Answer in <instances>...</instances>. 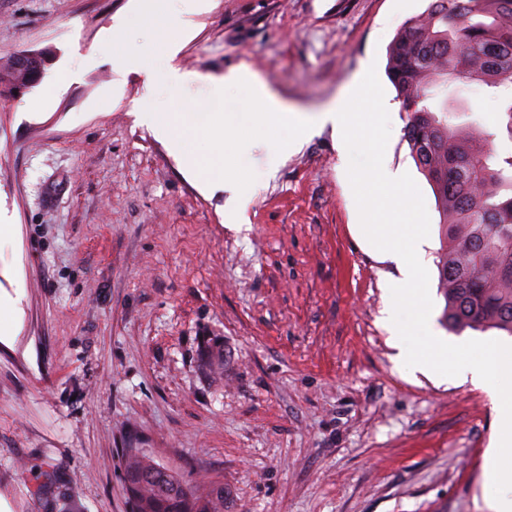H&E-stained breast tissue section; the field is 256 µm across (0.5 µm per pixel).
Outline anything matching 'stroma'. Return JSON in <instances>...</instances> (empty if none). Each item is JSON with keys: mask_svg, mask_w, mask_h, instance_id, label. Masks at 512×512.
Returning a JSON list of instances; mask_svg holds the SVG:
<instances>
[{"mask_svg": "<svg viewBox=\"0 0 512 512\" xmlns=\"http://www.w3.org/2000/svg\"><path fill=\"white\" fill-rule=\"evenodd\" d=\"M428 0H211L175 63L221 76L248 65L288 107L340 97ZM136 0H0V61L54 60L22 100L0 97V512H129L124 449L224 486V512H490L487 454L502 427L461 379L410 374L380 318L396 262L366 243L331 129L266 176L242 224L203 190L135 110L210 105L117 72L113 44L159 58L151 28L126 32ZM457 97L489 130L503 105L477 84ZM385 156L418 185L430 219L433 325L444 322L432 188L390 103ZM47 484L38 492V484Z\"/></svg>", "mask_w": 512, "mask_h": 512, "instance_id": "stroma-1", "label": "stroma"}]
</instances>
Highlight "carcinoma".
<instances>
[{"mask_svg":"<svg viewBox=\"0 0 512 512\" xmlns=\"http://www.w3.org/2000/svg\"><path fill=\"white\" fill-rule=\"evenodd\" d=\"M406 112L403 138L436 200L446 241L439 256L448 331L512 336V151L440 94L469 83L495 93L512 84V0H429L387 51ZM22 74L0 64V96ZM133 512H224V486L199 491L146 455L129 461Z\"/></svg>","mask_w":512,"mask_h":512,"instance_id":"carcinoma-1","label":"carcinoma"}]
</instances>
